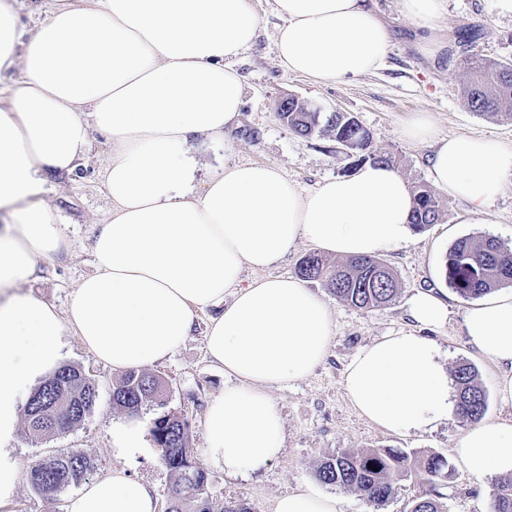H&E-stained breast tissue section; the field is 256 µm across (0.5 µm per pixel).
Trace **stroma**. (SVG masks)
<instances>
[{"instance_id": "35a3bbf8", "label": "stroma", "mask_w": 512, "mask_h": 512, "mask_svg": "<svg viewBox=\"0 0 512 512\" xmlns=\"http://www.w3.org/2000/svg\"><path fill=\"white\" fill-rule=\"evenodd\" d=\"M249 2L258 18V38L233 62L245 86V103L236 126L223 143L215 144L204 137L192 142L190 151L197 162L196 186H203L223 167L241 163L276 166L304 192L314 190L324 179L354 173L353 158L337 151L332 138L318 134L301 138L280 121L276 104L287 94L319 111L338 110L353 116L368 131L371 151L392 156L395 168L411 185L430 181V146L408 142L400 134L417 113L429 115L436 136L494 137L512 148L511 119L470 112L460 97L466 75L454 43L459 29L479 25L476 51L487 58L512 62V17L497 13L491 0H448L447 13L436 23L443 48L434 60L416 49V29L400 12L398 0H377L378 10L394 34L384 67L352 82L329 85L289 72L280 63L275 38L282 20L274 10V0ZM106 160L107 147L103 138L97 137L77 173H56L49 178L45 200L68 219L71 246L68 253L54 260L39 261L35 275L20 290L60 313L65 312L78 282L93 270L96 227L105 223L110 210L101 178ZM444 203L440 223L413 232L406 245L379 252V259L403 283L400 294L388 305L357 309L337 300L322 285L313 284V291L330 309L333 336L326 358L312 375L271 390L284 419L285 442L282 455L264 472L247 478L226 476L208 453L204 415L209 402L229 382L206 353L205 331L214 309L200 312L190 336L168 360L154 366V373L168 385V409L189 424L191 457L210 477L209 491L214 500L243 501L252 512H272L277 497L319 488L317 465L341 448H393L408 454L450 456L469 428L460 415H453L431 430L409 435L388 433L359 416L343 387V371L361 347L388 332L412 328L408 300L420 290L435 289L448 304L447 324L429 332L446 370H454L463 361L473 364L487 394L486 420H512V408L503 406L497 395L495 367L477 352L463 332V315L469 302L449 288L445 277L446 254L458 239L493 237L512 248V180L505 184L483 223H474L457 200L448 197ZM63 360L81 368L95 382L96 405L79 426L63 434L35 438L18 431L13 446L22 475L16 496L5 512H65L68 500L80 493V486L38 495L31 490L26 473L45 457L71 451L82 452L91 460L93 467L87 480L103 477L115 468L125 469L149 485L160 512H165L172 477L155 445H148L128 459L112 452V426L124 418L123 412L113 409L111 400L118 373L98 361L73 334L64 338ZM501 482L498 476L478 479L453 469L447 482L438 487L444 512H491L493 495Z\"/></svg>"}]
</instances>
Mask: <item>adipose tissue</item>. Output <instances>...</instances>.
I'll return each mask as SVG.
<instances>
[{
	"label": "adipose tissue",
	"mask_w": 512,
	"mask_h": 512,
	"mask_svg": "<svg viewBox=\"0 0 512 512\" xmlns=\"http://www.w3.org/2000/svg\"><path fill=\"white\" fill-rule=\"evenodd\" d=\"M284 23L277 55L289 71L324 83L380 69L392 33L373 0H274ZM417 49L437 57L436 22L448 0H400ZM23 25L18 0H0V506L11 502L20 466L11 446L25 394L60 365L63 338L80 336L113 371L165 360L194 329L198 311L221 312L206 352L231 377L208 405L203 427L225 474L263 471L282 452L284 421L269 391L305 379L326 357L333 322L298 277L244 283L300 240L342 257L372 256L411 238L413 195L394 167L363 164L304 194L277 167L238 164L193 186L189 146L220 142L234 126L244 85L233 66L258 36L249 0H43ZM105 138L102 171L111 215L94 236L95 271L66 313L16 287L38 260L67 252L65 220L46 204L48 175L71 173L93 134ZM430 143L429 175L440 190L485 215L512 177V148L492 138L437 139L426 114L402 128ZM416 327L362 347L343 372L360 415L409 433L447 418L455 404L438 348L421 328L448 320L431 289L413 295ZM470 343L497 369L512 407V291L467 308ZM473 477L512 475V424L473 425L452 450ZM67 512H156L150 488L125 470L89 483ZM273 512H343L334 495L299 490Z\"/></svg>",
	"instance_id": "adipose-tissue-1"
}]
</instances>
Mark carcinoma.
Listing matches in <instances>:
<instances>
[{
	"label": "carcinoma",
	"instance_id": "obj_1",
	"mask_svg": "<svg viewBox=\"0 0 512 512\" xmlns=\"http://www.w3.org/2000/svg\"><path fill=\"white\" fill-rule=\"evenodd\" d=\"M468 80L461 98L471 112L512 117V63L488 60L470 51L463 60ZM280 120L300 137L327 135L336 142L346 141L358 161L391 163V158L369 151L368 131L345 112H280ZM415 199L413 228L422 231L440 220L442 204L424 184L411 186ZM448 286L464 299H478L493 290L512 284V250L494 237L480 240L461 238L448 250L445 262ZM296 275L307 282H318L340 301L359 309H372L390 302L402 283L393 270L372 256L350 257L328 263L313 252L302 257ZM458 408L471 423L482 420L487 410V395L477 381L475 367L460 363L454 370ZM97 399L95 384L79 368L63 365L26 400L25 427L31 435L63 432L91 413ZM163 408L166 381L146 371H129L113 386L112 405L131 415L145 406ZM189 425L186 421L156 417L150 426L152 440L170 471L172 496L168 512H230V504L215 501L209 493L208 475L193 465L188 448ZM92 469L91 461L80 452H69L43 459L27 473L31 488L38 494L62 492L78 483ZM448 460L435 453L409 459L391 449L367 451L344 449L321 460L317 479L338 490L358 493L374 510H379L394 495L397 483L412 473L436 488L448 479ZM494 512H512V480L503 482L493 502ZM410 512H442L437 495L413 500Z\"/></svg>",
	"mask_w": 512,
	"mask_h": 512
}]
</instances>
